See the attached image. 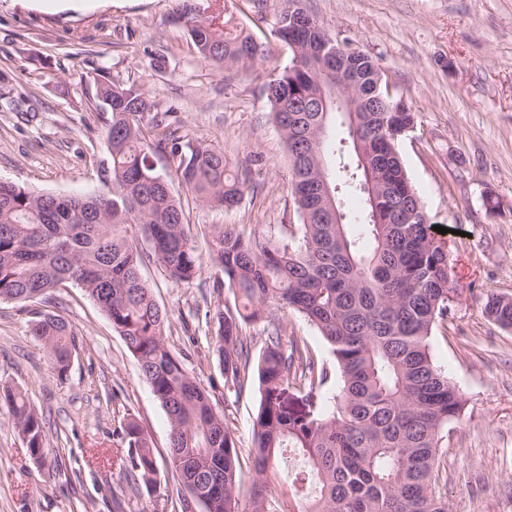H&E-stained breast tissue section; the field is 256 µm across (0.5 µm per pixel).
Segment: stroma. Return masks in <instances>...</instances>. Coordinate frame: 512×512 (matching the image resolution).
Here are the masks:
<instances>
[{"mask_svg":"<svg viewBox=\"0 0 512 512\" xmlns=\"http://www.w3.org/2000/svg\"><path fill=\"white\" fill-rule=\"evenodd\" d=\"M238 23L269 38L284 0H234ZM338 40L375 57L390 92L411 104L417 125L400 144L409 179L433 224L447 229L457 298L430 337L435 366L463 400L444 430L438 495L448 512H512V329L483 312L487 293L512 297V0H302ZM176 0H0V180L60 195L107 193L105 115L99 79L142 88L190 140L224 153L245 181L230 209L199 205L173 189L199 253L209 227L232 224L274 243L299 217L288 155L264 94L286 49L255 71L202 62ZM493 192L500 207L489 212ZM142 274L170 312L167 346L224 413L242 464L239 505L255 489L251 463L257 387L225 389L206 324L232 307L220 271L201 286L175 283L153 261ZM65 317L76 332L66 379L53 375L29 334L36 312ZM272 319L283 336L305 337L326 366L319 331L289 309ZM20 389L43 415L45 461L35 463L7 409L0 408V512H183L180 480L166 464L167 415L136 360L77 287L45 302L0 301V384ZM136 421L158 465L156 491L131 490L112 465L127 451L122 428Z\"/></svg>","mask_w":512,"mask_h":512,"instance_id":"35a3bbf8","label":"stroma"}]
</instances>
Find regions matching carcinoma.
<instances>
[{
	"mask_svg": "<svg viewBox=\"0 0 512 512\" xmlns=\"http://www.w3.org/2000/svg\"><path fill=\"white\" fill-rule=\"evenodd\" d=\"M185 0L177 20L199 58L218 68L251 69L273 57L235 23L229 7ZM300 0H286L274 28L291 64L264 89L291 162L290 189L301 220L294 244L274 245L224 224L210 230L208 260L224 275L234 308L214 315L213 336L224 387L242 391L258 381L252 463L264 485L281 449L299 459L291 471L300 512H448L434 490L441 431L463 408L458 390L434 365L430 336L448 317L456 293L448 244L409 181L399 145L415 113L383 83L376 58L359 50L341 55L343 91L352 112L336 111L328 72L343 47L319 23H294ZM108 114L109 202L92 193L61 196L0 181V300L30 302L63 283L81 288L124 340L142 378L170 423L167 465L202 512H242L241 462L225 415L166 345L168 310L156 300L142 266L156 261L177 283L202 273L184 212L155 158L169 155L175 175L205 206L230 209L247 189L224 152L176 134L142 89L100 82ZM363 129L360 142L331 147L330 129ZM138 227L141 236L129 228ZM302 314L334 357L341 388L326 410L325 362L302 336L282 338L272 325L253 363L241 323L268 318L271 308ZM486 316L512 328V297L486 296ZM31 335L46 350L57 377L68 376L75 338L65 318L43 313ZM31 459L44 460L40 414L19 390L3 385ZM134 488L156 490L158 467L150 441L134 422L123 428ZM249 512H284L257 492Z\"/></svg>",
	"mask_w": 512,
	"mask_h": 512,
	"instance_id": "cac0c4a2",
	"label": "carcinoma"
}]
</instances>
